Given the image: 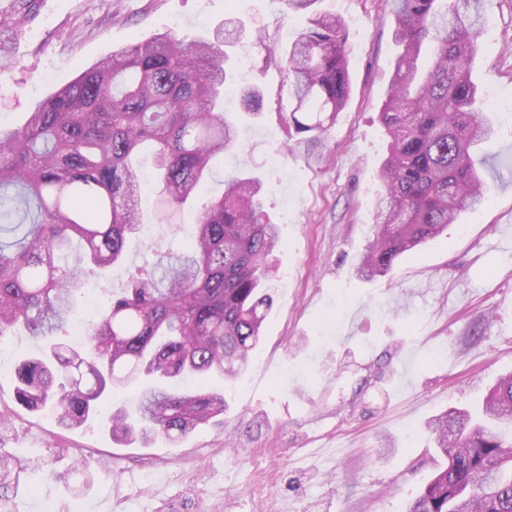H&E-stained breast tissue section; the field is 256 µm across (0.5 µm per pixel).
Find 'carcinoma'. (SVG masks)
Returning a JSON list of instances; mask_svg holds the SVG:
<instances>
[{
    "instance_id": "cac0c4a2",
    "label": "carcinoma",
    "mask_w": 512,
    "mask_h": 512,
    "mask_svg": "<svg viewBox=\"0 0 512 512\" xmlns=\"http://www.w3.org/2000/svg\"><path fill=\"white\" fill-rule=\"evenodd\" d=\"M42 3L0 0V69ZM491 3L392 0L402 51L381 112L388 156L363 276L386 275L490 198L473 153L493 129L472 68ZM239 35L229 17L210 37L158 34L116 49L35 102L23 125L0 128V338L23 328L42 342L17 363V398L65 429L98 417L108 385L137 374L153 383L134 410L110 413L112 438L176 443L224 414L207 379L233 380L261 340L279 234L262 220L261 183L231 177L203 203L185 250L132 274L83 342H68L84 277L117 265L140 230L143 146L154 148L166 210L203 195L214 162L239 145L224 114L226 48ZM349 61L346 24L333 13L311 17L288 45L296 132L334 124L351 93ZM75 240L79 253L57 263ZM430 430L445 464L407 512H512V374L476 415L450 410Z\"/></svg>"
}]
</instances>
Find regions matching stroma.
<instances>
[{
	"mask_svg": "<svg viewBox=\"0 0 512 512\" xmlns=\"http://www.w3.org/2000/svg\"><path fill=\"white\" fill-rule=\"evenodd\" d=\"M347 24L352 91L336 123L318 137L295 134L291 80L280 51L305 27L284 0H44L0 77V127L22 124L31 105L70 83L113 50L157 34H208L225 18L261 29L265 46L231 48L229 91L240 117V149L207 183L224 191L232 175L258 177L264 214L282 246L263 339L233 384L208 380L229 411L179 444L158 437L121 446L91 422L61 428L16 399L14 368L0 370V512H125L132 493L120 472L166 474L157 512H405L440 458L428 420L472 409L512 372V112L494 109L484 152L490 200L427 244L401 255L382 277H358L373 238L378 171L388 138L379 113L400 48L388 0H317ZM473 79L484 93L512 89V0H493ZM263 94L248 111L243 88ZM145 225L123 262L87 278L73 325L97 320L136 267L145 242L185 247L197 203L160 220L140 191ZM117 470L106 476L104 467ZM43 481L30 488L28 474Z\"/></svg>",
	"mask_w": 512,
	"mask_h": 512,
	"instance_id": "obj_1",
	"label": "stroma"
}]
</instances>
